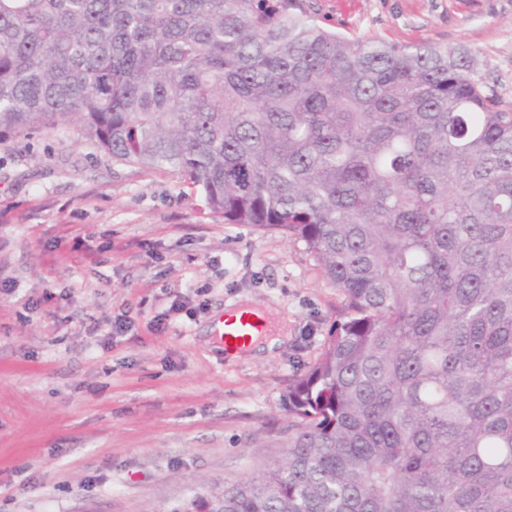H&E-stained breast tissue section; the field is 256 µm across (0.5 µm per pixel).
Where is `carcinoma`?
<instances>
[{
	"label": "carcinoma",
	"mask_w": 512,
	"mask_h": 512,
	"mask_svg": "<svg viewBox=\"0 0 512 512\" xmlns=\"http://www.w3.org/2000/svg\"><path fill=\"white\" fill-rule=\"evenodd\" d=\"M295 0H0V134L76 126L303 240L347 319L288 456L170 512H512V107Z\"/></svg>",
	"instance_id": "carcinoma-1"
}]
</instances>
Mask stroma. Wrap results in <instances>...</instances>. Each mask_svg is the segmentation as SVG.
I'll return each mask as SVG.
<instances>
[{"instance_id": "1", "label": "stroma", "mask_w": 512, "mask_h": 512, "mask_svg": "<svg viewBox=\"0 0 512 512\" xmlns=\"http://www.w3.org/2000/svg\"><path fill=\"white\" fill-rule=\"evenodd\" d=\"M348 38L465 46L512 102V0H298ZM345 298L306 244L205 209L74 127L0 139V512H170L280 463ZM233 309L272 353L226 352Z\"/></svg>"}]
</instances>
